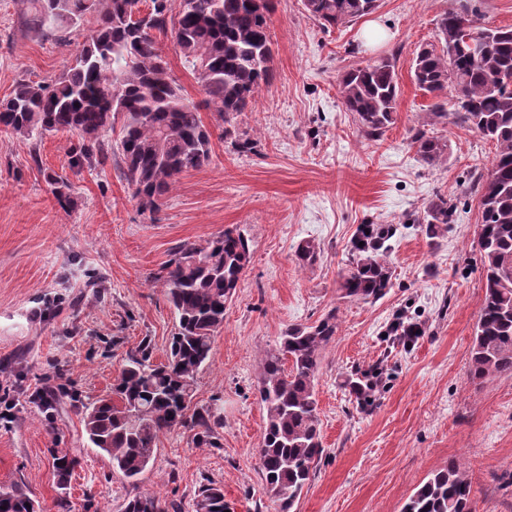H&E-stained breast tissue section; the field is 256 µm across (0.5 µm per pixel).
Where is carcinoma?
<instances>
[{
	"label": "carcinoma",
	"instance_id": "obj_1",
	"mask_svg": "<svg viewBox=\"0 0 512 512\" xmlns=\"http://www.w3.org/2000/svg\"><path fill=\"white\" fill-rule=\"evenodd\" d=\"M23 31L51 35L64 44L67 34L94 19L86 40L51 82H16L0 103V129L37 141L58 132L75 133L71 168L102 169L119 155L122 174L144 208L164 204L180 176L211 160V134L199 105L187 99L162 56L156 34L171 33L176 53L191 73L205 64L204 104L228 124L252 106L255 93L272 75L269 18L274 0L260 10L252 0H149V24L133 20L131 4L141 0H22ZM307 12L325 28H335L372 13L378 0H304ZM476 9L463 2L437 20V41L419 48L410 61L415 85L437 99L429 125L453 122L495 145L487 174L470 190L479 197L483 297L468 350L474 381L512 376V28L483 27L486 45L471 53L462 45L459 19ZM340 94L369 137L393 123L398 98L396 61L382 59L344 73ZM119 138L109 139L115 124ZM411 145L423 161L441 160L447 143L419 129ZM57 201L71 202L65 176L46 175ZM456 205L438 194L422 224L434 240L440 225L453 221ZM394 224H362L341 274V298L377 301L391 285L389 256ZM301 266L313 265L319 247L297 246ZM251 259L248 239L226 229L205 245L183 243L157 278L174 308L177 328L165 362L151 361L147 339L128 353L112 393L86 406L84 430L92 447L106 454L112 469L136 484L156 457L160 435L189 428L211 437L219 424L213 411H190L197 374L206 366L214 334ZM336 311L308 326L285 330L279 347L262 360L257 388L266 420L257 448L264 489L281 512H288L315 477L322 447L316 380L324 348L335 340ZM80 464L68 450L53 455L57 485L66 490ZM196 512H224L223 487L210 482L195 497ZM21 482L0 485V512H37ZM124 512H179L154 495L136 493ZM402 512H472L471 484L453 460L433 471Z\"/></svg>",
	"mask_w": 512,
	"mask_h": 512
}]
</instances>
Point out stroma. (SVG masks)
Masks as SVG:
<instances>
[{
	"mask_svg": "<svg viewBox=\"0 0 512 512\" xmlns=\"http://www.w3.org/2000/svg\"><path fill=\"white\" fill-rule=\"evenodd\" d=\"M17 3L0 0V100L19 79L59 74L87 33L73 31L66 46L24 36ZM274 5L271 78L231 126L201 110L212 158L184 173L160 210L142 208L114 165L72 175L76 135L32 142L0 131V388L15 402L0 416V484L21 481L42 512H61L50 451L66 448L81 463L65 496L89 512H124L137 490L194 512V496L209 482L223 487L231 512H279L262 490L256 454L265 423L256 396L261 362L286 328L333 311L338 330L316 383L324 454L292 512H401L451 459L472 483V512H512V376H468L482 280L479 204L467 187L487 171L495 146L450 123L433 125L447 143L438 163H425L410 144L431 125L434 99L415 85L409 63L459 0H379L371 14L329 30L303 0ZM373 24L385 37L370 45L364 35ZM387 57L398 67L396 112L373 140L345 111L339 81ZM238 139L254 151L238 153ZM51 171L70 177V205L54 197ZM438 194L457 210L434 249L414 219ZM367 223L400 227L392 286L372 303L338 292L350 242ZM227 228L248 239L251 262L191 404L217 410L221 423L210 441L185 428L161 435L153 464L131 486L88 447L85 406L110 393L140 340H150L153 362L165 361L176 317L155 278L178 244L203 245ZM307 240L321 252L302 268L295 249ZM53 300L62 303L54 316H33ZM399 312L424 322L425 334L409 343L387 336ZM374 365L384 383L364 408L348 381ZM61 383L76 396L45 418L32 395Z\"/></svg>",
	"mask_w": 512,
	"mask_h": 512,
	"instance_id": "35a3bbf8",
	"label": "stroma"
}]
</instances>
